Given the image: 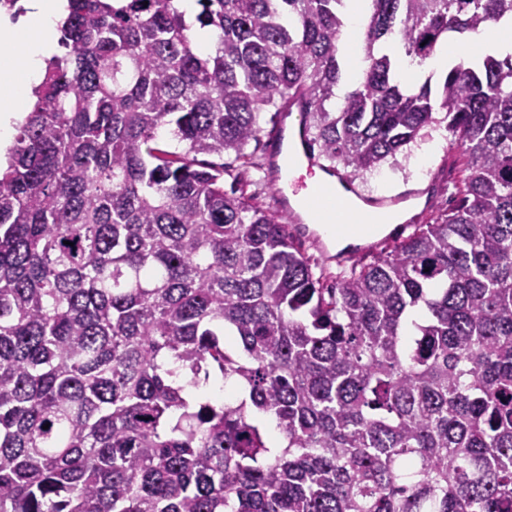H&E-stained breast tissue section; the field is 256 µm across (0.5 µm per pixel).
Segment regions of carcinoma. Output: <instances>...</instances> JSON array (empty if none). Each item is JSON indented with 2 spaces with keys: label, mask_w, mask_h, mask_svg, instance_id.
<instances>
[{
  "label": "carcinoma",
  "mask_w": 512,
  "mask_h": 512,
  "mask_svg": "<svg viewBox=\"0 0 512 512\" xmlns=\"http://www.w3.org/2000/svg\"><path fill=\"white\" fill-rule=\"evenodd\" d=\"M194 5L67 0L6 149L0 512H512V53L434 89L391 48L422 65L512 0H367L340 98L347 0ZM292 98L355 173L446 113L448 214L315 278L197 159L246 158Z\"/></svg>",
  "instance_id": "cac0c4a2"
}]
</instances>
